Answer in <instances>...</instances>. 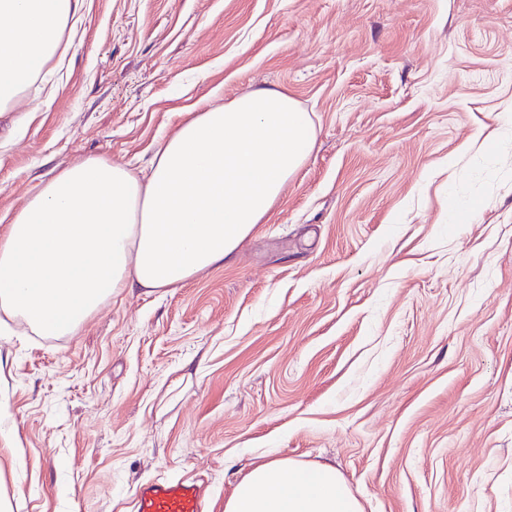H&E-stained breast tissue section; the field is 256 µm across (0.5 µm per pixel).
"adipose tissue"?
<instances>
[{
  "mask_svg": "<svg viewBox=\"0 0 512 512\" xmlns=\"http://www.w3.org/2000/svg\"><path fill=\"white\" fill-rule=\"evenodd\" d=\"M86 0H0V118L64 58ZM315 128L288 93L189 113L141 172L101 158L43 181L0 231V320L70 335L114 294L177 288L223 266L307 158ZM224 512H363L335 467L272 460Z\"/></svg>",
  "mask_w": 512,
  "mask_h": 512,
  "instance_id": "adipose-tissue-1",
  "label": "adipose tissue"
}]
</instances>
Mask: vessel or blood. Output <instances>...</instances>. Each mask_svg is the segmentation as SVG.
Returning a JSON list of instances; mask_svg holds the SVG:
<instances>
[{"label": "vessel or blood", "mask_w": 512, "mask_h": 512, "mask_svg": "<svg viewBox=\"0 0 512 512\" xmlns=\"http://www.w3.org/2000/svg\"><path fill=\"white\" fill-rule=\"evenodd\" d=\"M134 512H203L202 487L196 481L172 479L138 488Z\"/></svg>", "instance_id": "obj_1"}]
</instances>
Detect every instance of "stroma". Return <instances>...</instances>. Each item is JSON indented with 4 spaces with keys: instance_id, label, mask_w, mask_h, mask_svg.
<instances>
[{
    "instance_id": "35a3bbf8",
    "label": "stroma",
    "mask_w": 512,
    "mask_h": 512,
    "mask_svg": "<svg viewBox=\"0 0 512 512\" xmlns=\"http://www.w3.org/2000/svg\"><path fill=\"white\" fill-rule=\"evenodd\" d=\"M0 120V218L61 167L136 170L200 102L288 92L316 139L224 267L71 335L0 326V498L204 512L271 458L364 512H512V0H86ZM134 512H202V487L194 480L172 479L151 482L138 488Z\"/></svg>"
}]
</instances>
